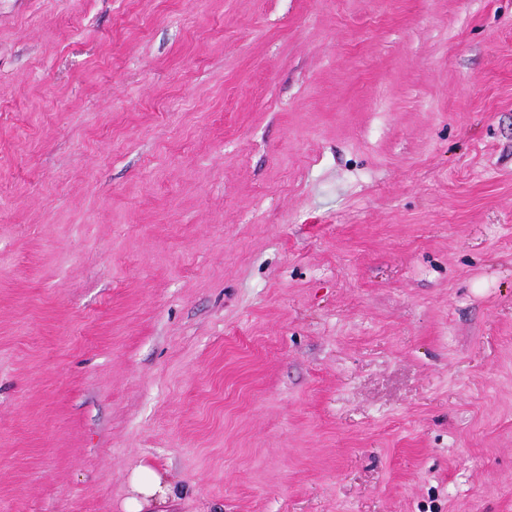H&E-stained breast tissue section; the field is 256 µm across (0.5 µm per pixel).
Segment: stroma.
I'll use <instances>...</instances> for the list:
<instances>
[{
  "label": "stroma",
  "mask_w": 512,
  "mask_h": 512,
  "mask_svg": "<svg viewBox=\"0 0 512 512\" xmlns=\"http://www.w3.org/2000/svg\"><path fill=\"white\" fill-rule=\"evenodd\" d=\"M512 512V0H0V512ZM131 486L138 496H133L126 501L125 512H142L143 504L149 499L165 498L170 492V485L154 469L139 466L131 473Z\"/></svg>",
  "instance_id": "1"
}]
</instances>
